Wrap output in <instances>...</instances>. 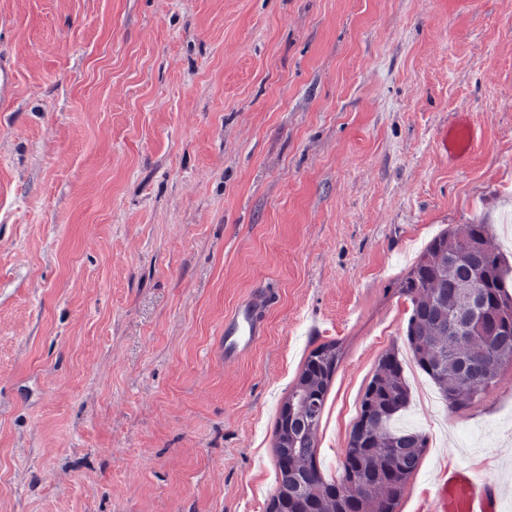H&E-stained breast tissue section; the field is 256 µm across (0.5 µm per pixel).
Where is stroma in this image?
I'll list each match as a JSON object with an SVG mask.
<instances>
[{"mask_svg":"<svg viewBox=\"0 0 512 512\" xmlns=\"http://www.w3.org/2000/svg\"><path fill=\"white\" fill-rule=\"evenodd\" d=\"M0 55V512H265L279 407L330 340L326 479L394 349L428 438L398 512L459 465L512 512V365L451 412L398 291L469 224L512 264V0H0ZM473 142L472 129L466 124L460 123L453 128L452 134L448 137V130L440 139V147L453 156L465 155ZM265 304L264 296L254 295L240 304L224 321V357L226 359L243 355L261 336L259 314Z\"/></svg>","mask_w":512,"mask_h":512,"instance_id":"stroma-1","label":"stroma"}]
</instances>
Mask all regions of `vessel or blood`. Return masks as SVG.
Here are the masks:
<instances>
[{
	"instance_id": "obj_1",
	"label": "vessel or blood",
	"mask_w": 512,
	"mask_h": 512,
	"mask_svg": "<svg viewBox=\"0 0 512 512\" xmlns=\"http://www.w3.org/2000/svg\"><path fill=\"white\" fill-rule=\"evenodd\" d=\"M473 142V132L466 124H458L451 135L441 137L440 146L453 156L465 155ZM264 296L255 295L240 304L224 322V356L232 359L246 353L261 336L259 321L265 306ZM499 493L496 484L473 475L466 468L449 473L438 486L434 512H498Z\"/></svg>"
}]
</instances>
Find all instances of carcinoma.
Listing matches in <instances>:
<instances>
[{"label": "carcinoma", "mask_w": 512, "mask_h": 512, "mask_svg": "<svg viewBox=\"0 0 512 512\" xmlns=\"http://www.w3.org/2000/svg\"><path fill=\"white\" fill-rule=\"evenodd\" d=\"M468 249L481 267L480 291L487 311L499 323V336L488 335L478 322L461 333L448 325V309L464 307L469 295L461 268L450 256ZM511 272L503 254L490 245L487 225L470 224L462 235L447 230L433 238L399 284V293L411 303L405 333L409 351L453 412L474 405L499 383L501 367L512 363ZM453 284L458 292L450 294ZM343 356L340 342L320 344L288 391L274 428L276 434L288 431V442L273 448L277 488L266 512H397L421 464L427 437L392 428L409 403L410 390L398 353L388 351L364 390L340 480L323 477L316 465L317 432ZM472 364L481 370L478 387L464 375Z\"/></svg>", "instance_id": "obj_1"}]
</instances>
